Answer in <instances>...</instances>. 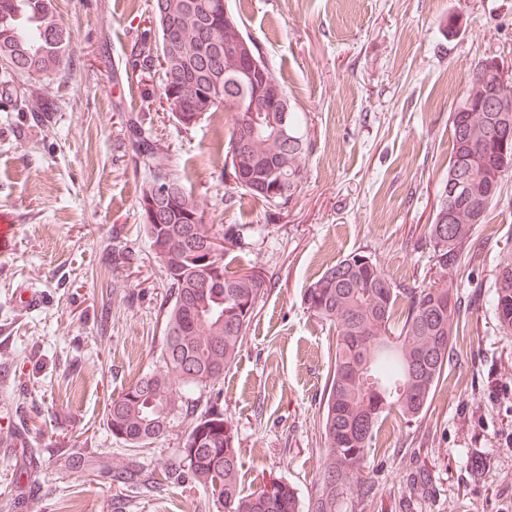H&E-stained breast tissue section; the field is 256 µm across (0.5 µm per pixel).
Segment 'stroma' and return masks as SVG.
<instances>
[{
	"instance_id": "35a3bbf8",
	"label": "stroma",
	"mask_w": 512,
	"mask_h": 512,
	"mask_svg": "<svg viewBox=\"0 0 512 512\" xmlns=\"http://www.w3.org/2000/svg\"><path fill=\"white\" fill-rule=\"evenodd\" d=\"M147 0H54L74 59L48 78L16 74L25 98L55 101L37 121L0 109V211L13 214L0 254V512H223L189 479L132 490L108 470L162 471L188 427L130 448L106 412L131 382L161 366L166 271L144 236L136 200L144 174L125 154V119L141 114L207 223L255 231L224 256L272 286L236 364L205 389L237 429L242 493L277 476L307 500L322 453L318 423L334 360L333 332L302 295L327 265L372 255L408 287L429 270L425 234L448 184L451 116L476 64L496 58L512 77V0H228L273 63L313 151L301 191L273 212L244 193L224 205L221 173L231 113L182 128L160 99V77L130 82L126 56L150 27ZM473 241L480 255L456 278L474 304L458 358L422 421L383 422L369 455L374 500L355 512H512V333L488 303L497 264L512 256V172ZM139 260L112 267V245ZM41 296L25 311L19 294ZM418 451L437 493L404 478L402 449Z\"/></svg>"
}]
</instances>
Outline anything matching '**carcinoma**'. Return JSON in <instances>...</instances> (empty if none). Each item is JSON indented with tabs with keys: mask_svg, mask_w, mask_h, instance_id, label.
Wrapping results in <instances>:
<instances>
[{
	"mask_svg": "<svg viewBox=\"0 0 512 512\" xmlns=\"http://www.w3.org/2000/svg\"><path fill=\"white\" fill-rule=\"evenodd\" d=\"M155 33L144 34L131 49V69L142 74L162 72L160 98L184 104L176 120L188 128L208 112L219 109L212 76L224 70V57L236 50L235 32L224 26V0H152ZM17 59L19 71L49 77L73 56L69 30L55 15L53 0H0V54ZM255 62L288 94L272 63L251 44ZM241 111L233 114L231 132L224 141L225 206L243 191L267 208L285 209L302 189L305 161L313 150L304 112H288V134L304 138V145L285 150L271 139L275 112H252L253 92L234 87ZM512 120L511 112H455L451 123L448 177L471 172L470 192L453 202L452 223H439L448 209L440 199L428 225L433 279L424 286L405 287L390 276L375 258L352 252L327 266L303 293L308 312L336 331L332 375L323 391L319 427L324 453L318 472V489L302 505L287 481L272 477L250 494L239 489L236 429L215 407L196 413L190 393L216 384L236 362L260 303L271 288V278L256 285L246 274L231 271L224 255L207 274L195 264L192 249L204 245L201 236L213 232L224 238V250L241 244L247 224H203L204 210L182 177L172 168L160 140L146 127L142 115L125 123V147L134 167L146 177L137 199L143 231L149 243L164 238L172 253L160 261L169 280L171 301L163 311L162 369L147 373L112 398L107 427L112 436L130 448H144L168 433L174 419L188 421L184 450L164 479L187 475L206 489L224 512H344L353 499L375 498V481L367 472L366 458L377 447L383 420L391 413L406 424L426 413L438 386L445 382L448 363L456 355L457 338L465 335L471 314L457 290L448 283L478 258L472 247L473 231L487 223L502 189L491 176L512 170V153L501 160L490 132L498 116ZM249 120L258 129L257 141L239 158L236 169L233 142L238 125ZM191 198V209L177 201L167 203L161 223H148L145 209L152 182L160 174ZM280 182L286 198L270 193ZM492 305L501 329L512 331V259L497 265ZM196 447L195 454L186 449ZM407 481L433 495L436 488L416 451L405 463ZM112 480L138 488L159 484L152 471L113 470Z\"/></svg>",
	"mask_w": 512,
	"mask_h": 512,
	"instance_id": "carcinoma-1",
	"label": "carcinoma"
}]
</instances>
